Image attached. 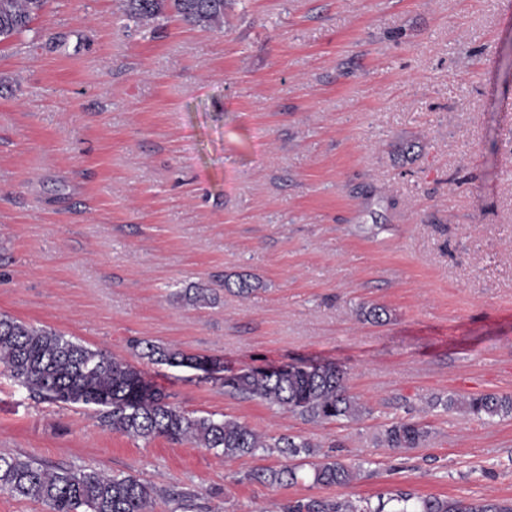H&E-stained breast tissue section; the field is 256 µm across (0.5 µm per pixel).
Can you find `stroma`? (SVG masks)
<instances>
[{"label": "stroma", "mask_w": 512, "mask_h": 512, "mask_svg": "<svg viewBox=\"0 0 512 512\" xmlns=\"http://www.w3.org/2000/svg\"><path fill=\"white\" fill-rule=\"evenodd\" d=\"M0 42V312L128 361L193 416L362 465L346 487L272 488L189 441L103 427L0 369V452L135 475L197 512L309 497L512 500V0H236L223 28L125 27L119 0H48ZM250 275L241 297L224 280ZM213 288L206 306L188 288ZM369 303L387 308L377 325ZM217 358L207 374L136 342ZM334 362L367 408L314 424L225 376ZM399 418L433 430L394 449ZM442 404L447 410H456L477 418L512 416V395L485 393L472 396H448Z\"/></svg>", "instance_id": "1"}]
</instances>
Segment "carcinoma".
<instances>
[{"instance_id":"1","label":"carcinoma","mask_w":512,"mask_h":512,"mask_svg":"<svg viewBox=\"0 0 512 512\" xmlns=\"http://www.w3.org/2000/svg\"><path fill=\"white\" fill-rule=\"evenodd\" d=\"M126 20L149 25L174 15L202 30L224 27V12L231 0H120ZM46 0H0V41L20 38L31 31L32 21ZM224 290L239 296L254 291L249 279L224 280ZM142 357L153 363L207 371L215 362L179 348L148 343ZM0 366L34 396L52 403L70 402L100 407L102 425L131 437H166L190 440L215 449L224 460L254 456L260 450L284 457L311 455L315 445L282 435L269 442L248 424L213 416H190L168 401V395L146 381L126 361L45 326H34L0 314ZM233 395L259 399L314 422H354L366 408L350 394L347 371L332 364L290 365L270 371L248 370L224 378ZM443 406L477 418L512 416V395L485 393L450 396ZM429 430L413 420L391 423L381 437L389 448H417ZM360 467L340 460L313 466V483L347 486ZM272 487L297 481L296 468H262L247 475ZM0 492L19 500L46 505L49 512H148L166 491L134 476L106 475L94 469L49 466L21 454L0 453ZM282 512H512V502L467 501L439 497H413L408 493L354 501L308 498L290 501Z\"/></svg>"}]
</instances>
